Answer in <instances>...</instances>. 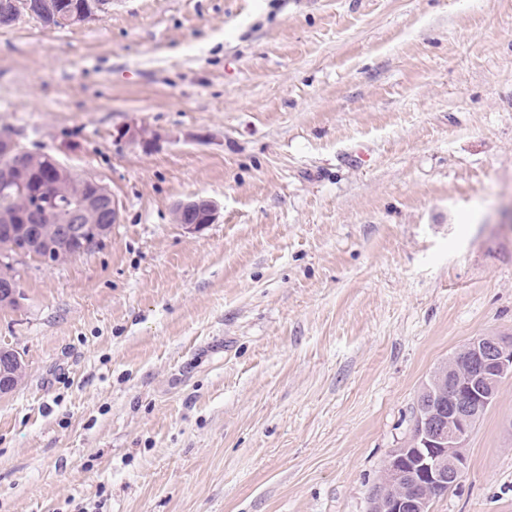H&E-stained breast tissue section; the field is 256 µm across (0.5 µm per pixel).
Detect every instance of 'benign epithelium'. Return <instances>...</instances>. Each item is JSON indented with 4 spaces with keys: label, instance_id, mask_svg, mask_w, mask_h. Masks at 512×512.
<instances>
[{
    "label": "benign epithelium",
    "instance_id": "benign-epithelium-1",
    "mask_svg": "<svg viewBox=\"0 0 512 512\" xmlns=\"http://www.w3.org/2000/svg\"><path fill=\"white\" fill-rule=\"evenodd\" d=\"M83 181L94 188V197L71 211L67 223L55 224L38 237L31 230L34 200L25 191L24 180L14 179L6 169L0 171V183L14 187L23 198L19 210L0 217V222L8 225V233L18 239L15 259L36 257L46 248L61 252L67 243L83 239L87 226L101 221L106 212L112 213V223H117L119 206L110 190L92 177ZM196 213L204 214L205 224H213L219 218L215 202L197 198L180 203L174 220L195 231L200 225L189 223V219ZM453 359L466 364L469 373L461 377L444 369L423 387L421 400L427 413L418 419L409 441L388 456L371 491V512H431V490L456 485L463 478L467 465L464 448L476 420L483 409L497 400L502 380L512 376V337L477 336ZM20 365L22 357L17 351L0 349V395L12 392L13 372ZM402 482L408 485L409 494L401 497L393 493V488Z\"/></svg>",
    "mask_w": 512,
    "mask_h": 512
}]
</instances>
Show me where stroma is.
I'll list each match as a JSON object with an SVG mask.
<instances>
[{"mask_svg":"<svg viewBox=\"0 0 512 512\" xmlns=\"http://www.w3.org/2000/svg\"><path fill=\"white\" fill-rule=\"evenodd\" d=\"M0 131L120 206L16 267L0 512H369L435 368L512 336V0L23 13ZM465 453L432 512H512V377ZM195 213H198L194 215ZM199 213L204 214L203 216ZM192 221L201 222L202 224H213L219 218L218 207L212 200L205 198H197L180 203L174 213V220L176 224H182L188 231H195L199 229L202 224H189V219Z\"/></svg>","mask_w":512,"mask_h":512,"instance_id":"stroma-1","label":"stroma"}]
</instances>
